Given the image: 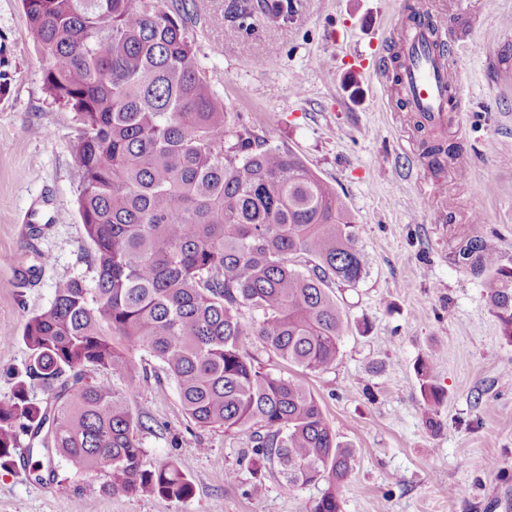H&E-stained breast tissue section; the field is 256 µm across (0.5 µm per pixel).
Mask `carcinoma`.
<instances>
[{
  "label": "carcinoma",
  "instance_id": "1",
  "mask_svg": "<svg viewBox=\"0 0 512 512\" xmlns=\"http://www.w3.org/2000/svg\"><path fill=\"white\" fill-rule=\"evenodd\" d=\"M53 101L76 112L71 158L95 276L60 281L25 324L28 361L0 400V469L21 437L39 451L109 474L113 496L192 497L175 463L147 468L130 407L140 369L156 359L199 427L249 433L239 464L283 491L323 486L313 512H341L354 453L320 402L267 367L246 343L303 371L336 363L350 321L336 292L366 274L344 202L297 154L238 129L194 50L197 5L186 0H22ZM290 0H237L234 17H279ZM441 166L451 150L422 142ZM453 261L494 277L490 308L512 343V268L482 237ZM427 427H442L445 393L416 366ZM127 381L118 389L112 378ZM40 385L47 401L30 396Z\"/></svg>",
  "mask_w": 512,
  "mask_h": 512
}]
</instances>
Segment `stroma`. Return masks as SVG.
<instances>
[{"label":"stroma","instance_id":"1","mask_svg":"<svg viewBox=\"0 0 512 512\" xmlns=\"http://www.w3.org/2000/svg\"><path fill=\"white\" fill-rule=\"evenodd\" d=\"M410 0H295L288 20L262 17L240 31L231 0H207L194 32L201 74L241 129L291 149L334 187L354 222L366 274L346 289L350 328L324 372L284 366L319 399L339 441L355 452L342 512H512V343L491 312L490 277L452 254L474 236L512 267V0H432L447 19L450 121L414 127L379 58L399 44ZM46 62L21 0H0V399L28 358L27 320L57 283L92 279L70 157L74 112L44 89ZM456 153L436 169L421 142ZM430 361L447 396L443 427L422 419L416 375ZM145 428L144 462H177L192 498L111 496L104 471L25 455L0 470V512H311L317 486L283 492L224 481L244 433L199 428L175 384L145 358L130 399ZM54 468L35 481V468Z\"/></svg>","mask_w":512,"mask_h":512}]
</instances>
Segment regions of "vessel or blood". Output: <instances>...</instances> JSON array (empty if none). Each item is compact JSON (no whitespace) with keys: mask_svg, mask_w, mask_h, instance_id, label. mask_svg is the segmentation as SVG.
<instances>
[{"mask_svg":"<svg viewBox=\"0 0 512 512\" xmlns=\"http://www.w3.org/2000/svg\"><path fill=\"white\" fill-rule=\"evenodd\" d=\"M418 25L403 31L400 45L406 63L400 72L399 93L411 111L427 115L437 128L448 124V69L431 43V31L443 28L442 14L432 12L428 0H414Z\"/></svg>","mask_w":512,"mask_h":512,"instance_id":"obj_1","label":"vessel or blood"}]
</instances>
